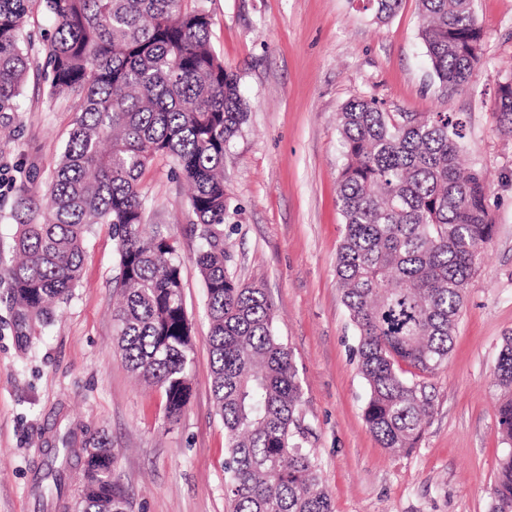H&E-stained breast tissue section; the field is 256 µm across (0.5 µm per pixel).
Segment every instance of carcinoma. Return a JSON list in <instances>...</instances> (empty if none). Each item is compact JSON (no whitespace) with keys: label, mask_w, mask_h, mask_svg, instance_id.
Instances as JSON below:
<instances>
[{"label":"carcinoma","mask_w":512,"mask_h":512,"mask_svg":"<svg viewBox=\"0 0 512 512\" xmlns=\"http://www.w3.org/2000/svg\"><path fill=\"white\" fill-rule=\"evenodd\" d=\"M31 0H0V113L17 112L31 68L22 28ZM55 21L48 38L51 96L76 103L74 127L50 189H19L12 258L0 255L20 345L78 285L84 238L112 227L121 278L113 308L116 344L131 373L159 391L176 420L190 396L193 345L182 302L177 240L146 222L142 177L173 160L191 193L195 264L207 316L213 398L224 424V492L233 512H332L313 452L294 439L301 384L291 350L272 329L266 293L227 275L224 151L246 118L237 76L210 45L211 18L191 0H40ZM383 22L402 0H366ZM418 34L443 88L467 86L483 67L473 0H419ZM512 134V76L494 102ZM343 163L338 202L344 235L336 274L358 336L369 388L364 419L380 445L413 448L431 413L424 386L405 377L444 367L470 279L495 224L480 171H461L462 119L448 112H384L349 101L338 116ZM494 379L498 424L509 450L497 466L492 512H512V336ZM35 472L39 497L61 501L68 473L82 471L80 512H127L112 480L103 433L73 447L72 433Z\"/></svg>","instance_id":"carcinoma-1"}]
</instances>
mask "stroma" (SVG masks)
I'll use <instances>...</instances> for the list:
<instances>
[{
    "mask_svg": "<svg viewBox=\"0 0 512 512\" xmlns=\"http://www.w3.org/2000/svg\"><path fill=\"white\" fill-rule=\"evenodd\" d=\"M210 43L237 75L249 104L224 155L229 197L226 268L263 288L273 328L292 350L302 396V440L319 463L334 512H491L506 450L493 373L512 335V136L497 127V82L512 73V0H474L484 65L461 91L442 90L418 37V0L375 22L360 0H202ZM55 23L32 0L24 34L32 67L20 112L0 117V165L46 192L73 127L72 98L49 97L38 69ZM386 112H450L466 122L465 167L487 173L495 224L464 299L446 367L421 377L431 416L415 448H381L364 420L368 386L357 334L342 300L336 260L344 233L337 202L342 165L336 118L351 99ZM159 158L142 182L148 221L165 225L182 256V295L192 326L191 396L168 421L160 392L137 383L115 342L117 256L109 225L86 237L82 275L53 321L26 347L13 331L0 283V512H64L32 490L44 451L73 430L106 433L112 477L130 512H232L224 495V426L214 407L209 321L193 255L188 191Z\"/></svg>",
    "mask_w": 512,
    "mask_h": 512,
    "instance_id": "stroma-1",
    "label": "stroma"
}]
</instances>
